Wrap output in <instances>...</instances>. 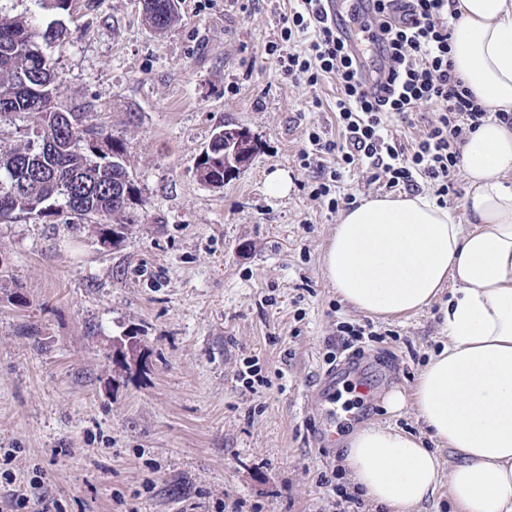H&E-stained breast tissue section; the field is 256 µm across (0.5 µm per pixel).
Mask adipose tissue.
Segmentation results:
<instances>
[{"instance_id": "ef3b65f1", "label": "adipose tissue", "mask_w": 512, "mask_h": 512, "mask_svg": "<svg viewBox=\"0 0 512 512\" xmlns=\"http://www.w3.org/2000/svg\"><path fill=\"white\" fill-rule=\"evenodd\" d=\"M449 58L487 117L467 133L460 168L467 223L426 191L361 199L343 211L323 255L337 297L377 318L442 301L445 339L411 390L386 407L413 409L436 449L393 427L350 440L352 490L387 512H421L440 487L458 512H512V0H448Z\"/></svg>"}]
</instances>
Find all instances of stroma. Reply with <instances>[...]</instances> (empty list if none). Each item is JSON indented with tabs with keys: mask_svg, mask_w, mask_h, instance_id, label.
<instances>
[{
	"mask_svg": "<svg viewBox=\"0 0 512 512\" xmlns=\"http://www.w3.org/2000/svg\"><path fill=\"white\" fill-rule=\"evenodd\" d=\"M294 0H177L152 28L144 0H72L68 11L0 0V16L35 14L67 34L47 46L67 107L124 140L143 201L119 245L66 216L0 220V457L37 512H333L322 483L345 439L367 424L422 435L412 410L384 407L412 387L440 340L438 305L367 319L341 302L322 255L337 213L315 200L304 132L338 138L335 79L279 76L263 48ZM321 109H314L313 98ZM258 149L215 188L196 166L217 127ZM287 171L288 195L266 193ZM371 326L343 339L340 326ZM139 341L137 363L114 341ZM371 385L323 393L347 353ZM265 385L238 380L245 361ZM336 442L310 432L326 410Z\"/></svg>",
	"mask_w": 512,
	"mask_h": 512,
	"instance_id": "stroma-1",
	"label": "stroma"
}]
</instances>
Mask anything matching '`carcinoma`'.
<instances>
[{
	"label": "carcinoma",
	"mask_w": 512,
	"mask_h": 512,
	"mask_svg": "<svg viewBox=\"0 0 512 512\" xmlns=\"http://www.w3.org/2000/svg\"><path fill=\"white\" fill-rule=\"evenodd\" d=\"M144 2L153 27L164 30L175 22L177 0ZM62 35L63 29H44L30 16L0 17V123L24 112L39 126L36 141L0 146V219L67 214L118 242L137 223L132 199L138 188L124 142L104 135L92 113L60 101L59 74L45 46ZM256 150L249 135L215 132L197 165L200 181L224 186V153L233 151L246 162Z\"/></svg>",
	"instance_id": "carcinoma-1"
}]
</instances>
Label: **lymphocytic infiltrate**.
Instances as JSON below:
<instances>
[{"label": "lymphocytic infiltrate", "mask_w": 512, "mask_h": 512, "mask_svg": "<svg viewBox=\"0 0 512 512\" xmlns=\"http://www.w3.org/2000/svg\"><path fill=\"white\" fill-rule=\"evenodd\" d=\"M349 9L351 22L367 36L361 57L352 55L329 21L323 0H298L281 17L277 39L264 48L293 84L313 87L326 75L337 81L342 140L324 139L310 127V148L300 155L305 168L321 165L326 155L336 159L312 197L337 211L333 187L357 166L368 184L410 193L429 184L447 204L465 136L485 116L449 59L448 0H368ZM424 107L433 116L411 141L389 130L392 122L411 124L412 113Z\"/></svg>", "instance_id": "obj_1"}]
</instances>
